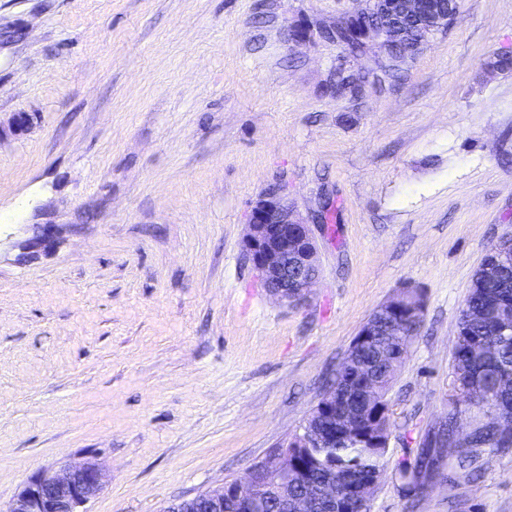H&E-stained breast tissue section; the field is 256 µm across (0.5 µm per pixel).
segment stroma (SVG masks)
<instances>
[{
	"label": "stroma",
	"instance_id": "1",
	"mask_svg": "<svg viewBox=\"0 0 512 512\" xmlns=\"http://www.w3.org/2000/svg\"><path fill=\"white\" fill-rule=\"evenodd\" d=\"M359 0H0V508L95 461L87 512H164L286 445L401 287L423 323L386 396L369 512H512V448L416 500L396 470L450 407L460 310L512 234V0H459L397 81L320 27ZM308 37L296 43L293 33ZM283 185L320 279L270 296L243 242ZM39 224L57 227L33 245Z\"/></svg>",
	"mask_w": 512,
	"mask_h": 512
}]
</instances>
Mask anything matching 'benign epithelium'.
I'll return each mask as SVG.
<instances>
[{
	"label": "benign epithelium",
	"instance_id": "7a95c632",
	"mask_svg": "<svg viewBox=\"0 0 512 512\" xmlns=\"http://www.w3.org/2000/svg\"><path fill=\"white\" fill-rule=\"evenodd\" d=\"M398 5L403 17L421 19L432 25L439 23L434 17L435 0H364V9L350 14L355 22V33L377 45L385 56H393L392 39L387 34L392 19V6ZM249 231L244 240V253L255 276L278 301L297 306L318 281L320 270L316 246L310 225L303 222L288 204L281 186H274L256 202L252 209ZM387 313L397 319L407 314L409 322L420 328L423 305L406 298L401 289L386 301ZM378 318L371 316L358 332L356 344L369 346L377 336H394ZM350 372L347 379L353 391L340 401L336 395H327L319 404L324 418L316 424H303L296 431L297 447L324 448L341 437L347 441L361 438L360 427L388 412L384 400H375L372 394L371 364L356 355L346 361ZM265 474L278 481L277 489L286 512H318L320 504L343 493L368 510V503L375 492L380 475L363 481L347 478L343 487L336 488L333 481L313 483L296 496L284 492L288 482L302 478L303 468L295 451H276L256 463ZM103 473L94 461L67 466L58 471L45 470L23 483L5 512H84V507L101 491ZM230 497L239 512H260L262 504L256 494L238 482L226 483L215 490H204L179 498L164 512H181L199 502H204L210 512H224V497Z\"/></svg>",
	"mask_w": 512,
	"mask_h": 512
}]
</instances>
